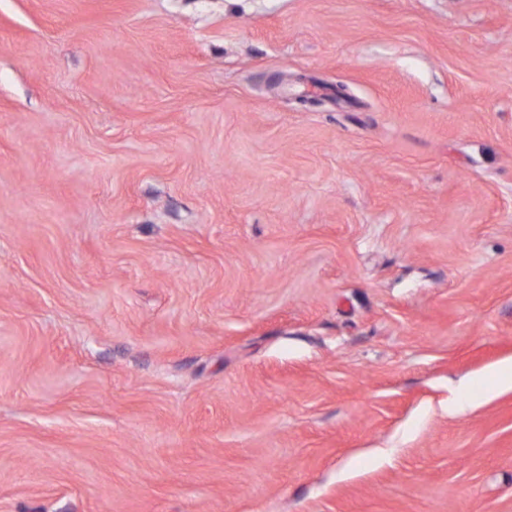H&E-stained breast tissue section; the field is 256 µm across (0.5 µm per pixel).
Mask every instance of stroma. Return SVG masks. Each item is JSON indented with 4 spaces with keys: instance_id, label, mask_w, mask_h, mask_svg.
Segmentation results:
<instances>
[{
    "instance_id": "stroma-1",
    "label": "stroma",
    "mask_w": 512,
    "mask_h": 512,
    "mask_svg": "<svg viewBox=\"0 0 512 512\" xmlns=\"http://www.w3.org/2000/svg\"><path fill=\"white\" fill-rule=\"evenodd\" d=\"M512 0H0V512H512ZM505 389L512 390V362L497 366L488 378V396H495Z\"/></svg>"
}]
</instances>
